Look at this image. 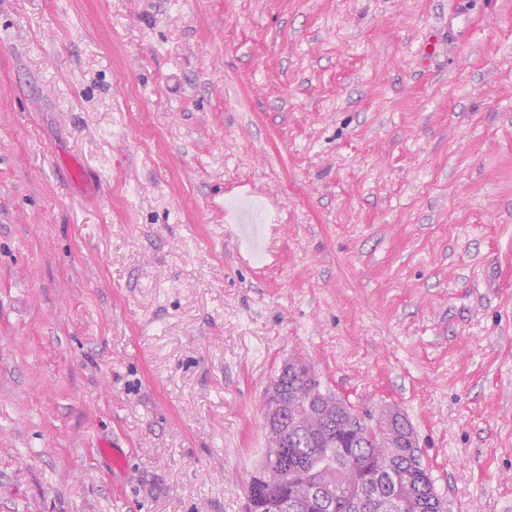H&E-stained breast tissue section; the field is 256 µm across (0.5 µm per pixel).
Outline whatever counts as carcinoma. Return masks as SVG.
Returning <instances> with one entry per match:
<instances>
[{"instance_id": "1", "label": "carcinoma", "mask_w": 512, "mask_h": 512, "mask_svg": "<svg viewBox=\"0 0 512 512\" xmlns=\"http://www.w3.org/2000/svg\"><path fill=\"white\" fill-rule=\"evenodd\" d=\"M272 384L288 403V418H303L309 422V428L290 431L283 456L267 454L251 472L246 485L247 512H274L272 505L288 494L293 485L316 480L328 485L327 500L311 501L305 512H378L373 503L391 496L398 478L410 480L418 492L434 500L437 492L420 450L401 445L378 459L372 452L375 430L365 415L346 401L336 399V425L321 427L317 403H308L309 389L321 392L316 375L286 370ZM349 465L360 470L364 498L358 506L353 505L354 492L341 478L342 470ZM269 466L281 470L280 483L272 487L263 482V470Z\"/></svg>"}]
</instances>
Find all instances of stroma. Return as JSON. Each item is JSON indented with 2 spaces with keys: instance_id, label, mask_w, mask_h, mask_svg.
I'll return each instance as SVG.
<instances>
[{
  "instance_id": "obj_1",
  "label": "stroma",
  "mask_w": 512,
  "mask_h": 512,
  "mask_svg": "<svg viewBox=\"0 0 512 512\" xmlns=\"http://www.w3.org/2000/svg\"><path fill=\"white\" fill-rule=\"evenodd\" d=\"M293 358L512 512V0H0V512H245ZM225 223H232L237 250L241 255L258 256L264 261L274 263L276 257L271 248V241L277 233V216L268 211L261 218L249 210L240 209L231 213H225ZM261 223L266 224H258Z\"/></svg>"
}]
</instances>
